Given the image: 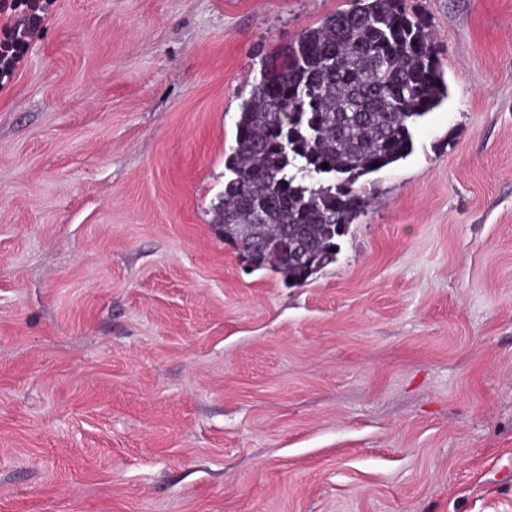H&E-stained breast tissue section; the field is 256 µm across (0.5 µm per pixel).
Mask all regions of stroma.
I'll return each instance as SVG.
<instances>
[{"instance_id": "35a3bbf8", "label": "stroma", "mask_w": 512, "mask_h": 512, "mask_svg": "<svg viewBox=\"0 0 512 512\" xmlns=\"http://www.w3.org/2000/svg\"><path fill=\"white\" fill-rule=\"evenodd\" d=\"M405 4L448 99L289 288L225 159L350 0H55L0 92V512H512V0Z\"/></svg>"}]
</instances>
